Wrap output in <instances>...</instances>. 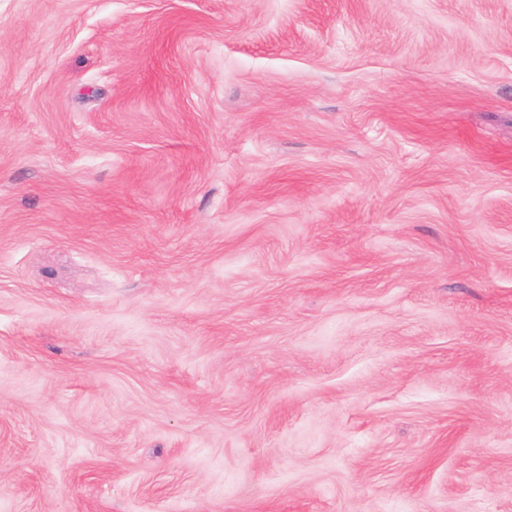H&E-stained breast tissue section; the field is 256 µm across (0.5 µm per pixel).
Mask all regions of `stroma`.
Segmentation results:
<instances>
[{
    "instance_id": "35a3bbf8",
    "label": "stroma",
    "mask_w": 512,
    "mask_h": 512,
    "mask_svg": "<svg viewBox=\"0 0 512 512\" xmlns=\"http://www.w3.org/2000/svg\"><path fill=\"white\" fill-rule=\"evenodd\" d=\"M0 512H512V0H0Z\"/></svg>"
}]
</instances>
